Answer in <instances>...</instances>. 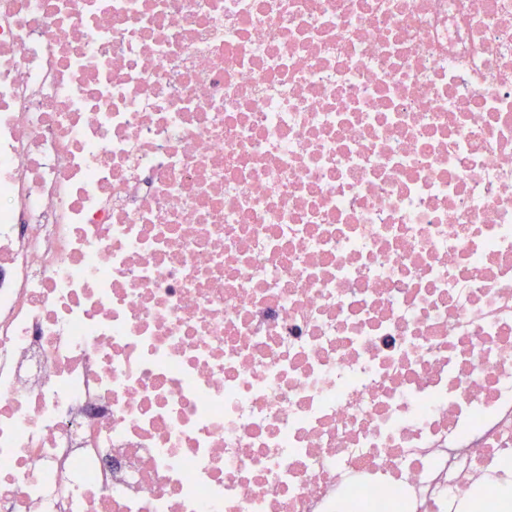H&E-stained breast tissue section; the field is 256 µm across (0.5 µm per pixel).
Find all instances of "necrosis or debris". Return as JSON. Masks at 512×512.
I'll return each instance as SVG.
<instances>
[{
	"instance_id": "4bbe7bcc",
	"label": "necrosis or debris",
	"mask_w": 512,
	"mask_h": 512,
	"mask_svg": "<svg viewBox=\"0 0 512 512\" xmlns=\"http://www.w3.org/2000/svg\"><path fill=\"white\" fill-rule=\"evenodd\" d=\"M0 512H512V0H0Z\"/></svg>"
}]
</instances>
